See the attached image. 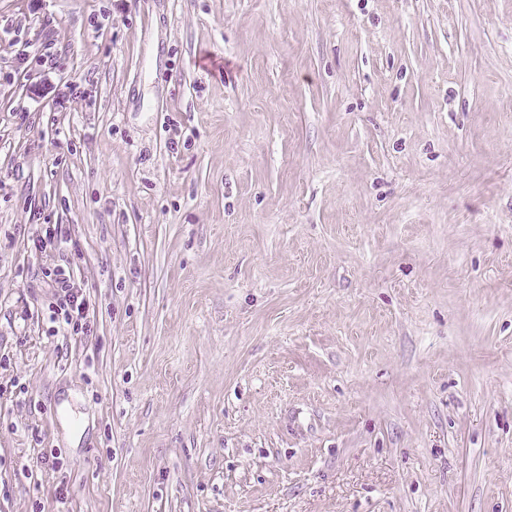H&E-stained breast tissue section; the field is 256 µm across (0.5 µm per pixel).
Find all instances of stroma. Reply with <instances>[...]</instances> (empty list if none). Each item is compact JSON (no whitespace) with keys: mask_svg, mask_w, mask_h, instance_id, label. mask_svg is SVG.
I'll list each match as a JSON object with an SVG mask.
<instances>
[{"mask_svg":"<svg viewBox=\"0 0 512 512\" xmlns=\"http://www.w3.org/2000/svg\"><path fill=\"white\" fill-rule=\"evenodd\" d=\"M0 512H512V0H0ZM70 239L62 230L61 224H45L40 230V234L33 240L35 251L47 253L59 251L64 244H68ZM45 288L50 290L48 304L51 336L88 337L94 332V316L89 304L76 287L74 269L69 266L48 265L42 268Z\"/></svg>","mask_w":512,"mask_h":512,"instance_id":"stroma-1","label":"stroma"}]
</instances>
